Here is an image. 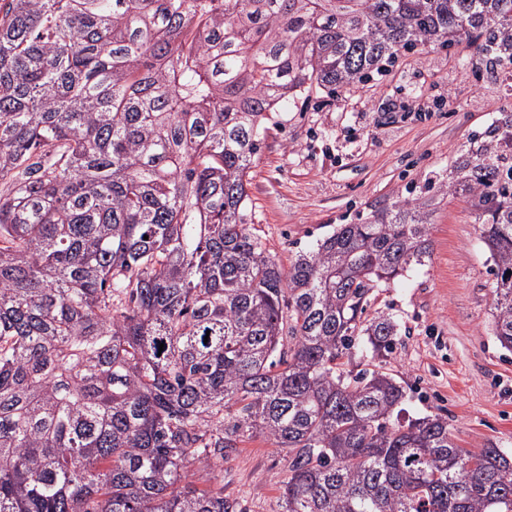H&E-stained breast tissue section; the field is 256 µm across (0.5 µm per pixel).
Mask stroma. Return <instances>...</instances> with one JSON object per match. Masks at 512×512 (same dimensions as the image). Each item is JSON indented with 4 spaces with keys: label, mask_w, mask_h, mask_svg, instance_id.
Returning a JSON list of instances; mask_svg holds the SVG:
<instances>
[{
    "label": "stroma",
    "mask_w": 512,
    "mask_h": 512,
    "mask_svg": "<svg viewBox=\"0 0 512 512\" xmlns=\"http://www.w3.org/2000/svg\"><path fill=\"white\" fill-rule=\"evenodd\" d=\"M469 42L414 51L346 98L314 99L282 114L250 170L248 222L281 267L340 224L420 195L470 139L512 113V80L461 70ZM491 261L471 201L447 196L431 218L429 252L370 294V309L401 324L382 362L404 386L407 417L439 414L455 442L512 453V351L492 332ZM286 452L261 438L241 444L215 479L243 512H280Z\"/></svg>",
    "instance_id": "1"
}]
</instances>
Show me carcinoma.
<instances>
[{"instance_id":"cac0c4a2","label":"carcinoma","mask_w":512,"mask_h":512,"mask_svg":"<svg viewBox=\"0 0 512 512\" xmlns=\"http://www.w3.org/2000/svg\"><path fill=\"white\" fill-rule=\"evenodd\" d=\"M463 40L512 70V0H0V512H238L188 476L259 437L281 512H512V457L345 367L392 353L369 292L428 254L432 200L286 273L246 221L278 114ZM440 190L473 202L512 351L511 112Z\"/></svg>"}]
</instances>
